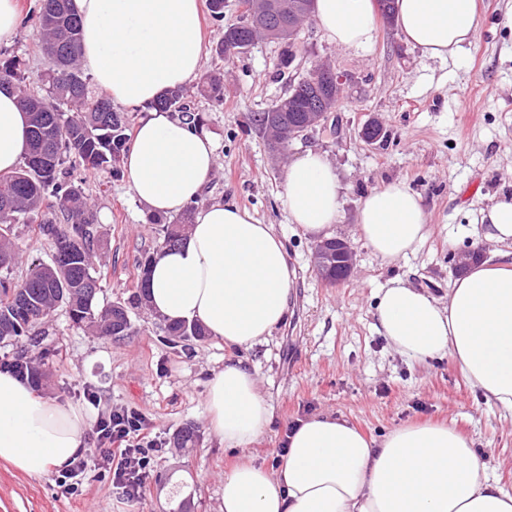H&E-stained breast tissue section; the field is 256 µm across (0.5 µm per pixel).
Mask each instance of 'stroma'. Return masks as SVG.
I'll use <instances>...</instances> for the list:
<instances>
[{"mask_svg":"<svg viewBox=\"0 0 512 512\" xmlns=\"http://www.w3.org/2000/svg\"><path fill=\"white\" fill-rule=\"evenodd\" d=\"M228 2L223 21L204 20L202 68L223 72L224 101L192 98L203 130L219 142L216 167L194 206L234 204L274 226L296 272L286 320L267 342L242 352L211 337L167 342L162 321L133 303L138 262L159 246V225L124 177L74 170L102 216L94 226L97 300L127 305L131 331L120 340L101 338L57 307L38 329L35 350L49 374L41 395L84 407L93 392L100 411L140 413L162 447L132 502L113 490L106 467L89 472L81 494L69 496L55 476L29 477L0 462V512H222L224 472L239 453L211 435L205 396L212 372L238 358L256 373L272 408L269 428L249 449L266 468L280 464L290 427L316 414L342 416L378 440L405 424L445 423L473 439L490 476L512 492V412L473 391L447 356L414 363L399 355L376 333L372 313L375 295L394 278L443 301L457 253L479 246L491 258L500 250L482 239L475 218L512 197V0H479L473 42L448 59L424 57L382 22L367 50L336 47L316 23L304 25L296 67L305 72L326 62L348 75L350 102L338 111V128L291 143L283 157L268 150L251 123L287 92L281 46L262 40L244 55L220 52L225 25L239 17L237 0ZM371 117L386 129L374 144L360 136ZM309 150L327 157L343 187L331 234L350 243L355 267L338 286L318 277L314 240L288 219L285 171ZM394 181L420 195L431 234L417 252L389 262L364 244L357 224L366 195ZM14 240L21 260L12 279H24L32 263L49 262L52 244L35 225H15ZM188 423L197 427L198 443L175 447L174 434Z\"/></svg>","mask_w":512,"mask_h":512,"instance_id":"stroma-1","label":"stroma"}]
</instances>
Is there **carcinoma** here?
<instances>
[{"mask_svg": "<svg viewBox=\"0 0 512 512\" xmlns=\"http://www.w3.org/2000/svg\"><path fill=\"white\" fill-rule=\"evenodd\" d=\"M260 4L257 26L224 28V40L253 44L258 39L277 40L282 33V17L274 9L276 0H242ZM39 32L42 47H56L53 66L38 78L37 89L27 88L23 60L3 52L0 57V88L15 93L29 113V150L23 164L12 172L0 173V269L12 267L18 259L13 225L35 224L43 236L53 241L51 262L34 266L25 280L15 283L0 277V340L27 336L59 305L68 308L79 327L98 336H125L131 329L127 307L120 303L101 306L100 291L92 262L96 211L89 205L82 187L66 180L67 168L79 165L85 171L120 174L122 154L129 141L131 119L128 113L113 109L111 99L90 87V78L80 67L81 30L72 0H40L37 13L24 19ZM197 93L224 100L221 75L205 72ZM322 98L308 82H302L277 101L278 123H266L268 111L258 112L252 125L277 154L288 145L294 129L305 113L316 111ZM325 107H336L342 99H322ZM161 111L189 113L188 93L182 87L169 89L155 104ZM40 157V163L32 158ZM193 208L172 220L155 217L162 225L161 247L182 241L192 223ZM171 339H203V326L186 322L164 323ZM14 363L28 373L38 388L46 378L41 359L18 355ZM198 430L188 424L174 436L181 448L193 446Z\"/></svg>", "mask_w": 512, "mask_h": 512, "instance_id": "carcinoma-1", "label": "carcinoma"}]
</instances>
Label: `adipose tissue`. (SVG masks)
<instances>
[{
    "label": "adipose tissue",
    "instance_id": "obj_1",
    "mask_svg": "<svg viewBox=\"0 0 512 512\" xmlns=\"http://www.w3.org/2000/svg\"><path fill=\"white\" fill-rule=\"evenodd\" d=\"M82 22V60L114 104L145 109L123 155L133 195L150 212H181L197 199L218 159V143L179 116L154 109L169 87L196 78L203 63L199 0H73ZM402 38L424 56L455 55L475 36L478 0H395ZM375 0H316L314 19L329 43L365 50L377 32ZM29 118L0 91V172L27 151ZM288 217L315 238L336 223L340 186L316 151L290 163ZM484 240L512 247V201L482 211ZM358 233L380 258L414 253L430 233L419 196L401 182L370 192ZM295 272L272 225L244 209L214 203L200 210L181 244L162 249L146 283L153 311L195 321L225 346L265 342L287 316ZM374 327L415 361L448 355L485 398L512 411V257L486 260L453 280L447 301L396 279L375 296ZM206 420L225 447L247 451L272 409L255 373L229 361L207 385ZM86 408L35 394L0 368V461L35 477L62 472L85 455ZM278 469L253 459L224 475V512H512V494L489 479L474 442L445 424L393 429L382 440L345 418L321 414L288 435Z\"/></svg>",
    "mask_w": 512,
    "mask_h": 512
}]
</instances>
